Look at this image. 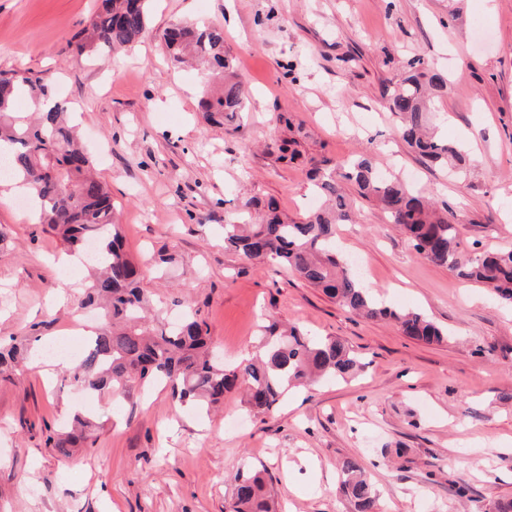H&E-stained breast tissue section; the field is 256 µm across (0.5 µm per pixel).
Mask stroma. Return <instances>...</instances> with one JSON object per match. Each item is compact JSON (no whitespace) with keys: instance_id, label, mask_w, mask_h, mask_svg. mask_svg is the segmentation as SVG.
Returning <instances> with one entry per match:
<instances>
[{"instance_id":"stroma-1","label":"stroma","mask_w":512,"mask_h":512,"mask_svg":"<svg viewBox=\"0 0 512 512\" xmlns=\"http://www.w3.org/2000/svg\"><path fill=\"white\" fill-rule=\"evenodd\" d=\"M99 0H0V71L30 70L80 114L81 136L112 196L125 247L159 321L197 310L215 351L236 364L273 318L346 341L364 364L348 381L290 392L251 413L240 392L211 413L168 387L134 383L78 401L67 374L0 379V512H227L234 474L266 470L282 512H354L339 492L359 460L385 512H492L512 503V310L417 253L356 187L345 257L366 288L426 314L439 344L358 317L287 267L254 266L224 246L242 201L274 199L285 218L314 211L313 168L370 151L436 204H448L463 250L512 247V0H152L143 35L112 55L78 53ZM214 24L248 90L244 111L207 123L202 70L172 64L170 24ZM488 31L476 41L474 23ZM421 54L443 73L441 138L465 142L462 177L426 168L395 133L385 89ZM0 186V344L31 349L82 335V272ZM173 255L158 268L153 258ZM98 425L69 458L42 431L72 413ZM467 483V496L456 488Z\"/></svg>"}]
</instances>
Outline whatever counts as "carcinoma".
<instances>
[{
	"instance_id": "obj_1",
	"label": "carcinoma",
	"mask_w": 512,
	"mask_h": 512,
	"mask_svg": "<svg viewBox=\"0 0 512 512\" xmlns=\"http://www.w3.org/2000/svg\"><path fill=\"white\" fill-rule=\"evenodd\" d=\"M151 0H102L81 30V51L127 47L145 30ZM170 59L186 57L209 66L222 80L217 91L201 99L213 120L241 112L247 91L235 79L234 62L224 52V31L217 26L176 23L163 33ZM447 79L427 75L424 59L406 62L404 76L386 91L387 107L400 118L398 136L431 166L465 173L467 147L429 132L432 99ZM72 108L59 99L44 78L30 71L0 73V154L8 156L10 179L35 202L39 223L59 236L75 254L91 253L92 286L86 304L102 309V323L89 335L82 356L69 369L70 379L84 390L118 393L132 383H165L173 398L209 409L224 395L245 386L247 403L267 414L293 388L335 378H352L363 369L356 353L334 337H316L293 325L270 321L262 326L263 350L254 360L234 367L212 358L205 322L188 314L178 325L157 328L146 315L141 288L146 270L124 250L120 224L104 183L91 173L92 161L71 120ZM316 191L332 201L329 209L301 221H288L276 201L263 206L252 223L253 201L240 206V223L224 225L225 247L252 265L271 261L288 266L346 309L370 319H390L405 336L439 343L447 333L414 310L388 306L368 289L339 256L336 225L353 222L342 182L354 184L389 221L403 231L414 249L435 265L487 288L503 305L512 306V249L471 256L460 249L453 211H438L395 173L381 172L365 151L343 167H317ZM21 367L15 347L0 346V374ZM69 432L46 429L45 445L63 455L92 436L90 425L76 418ZM340 490L355 512H380L379 496L356 459L343 463ZM229 512H275L263 473L242 468L234 476Z\"/></svg>"
}]
</instances>
